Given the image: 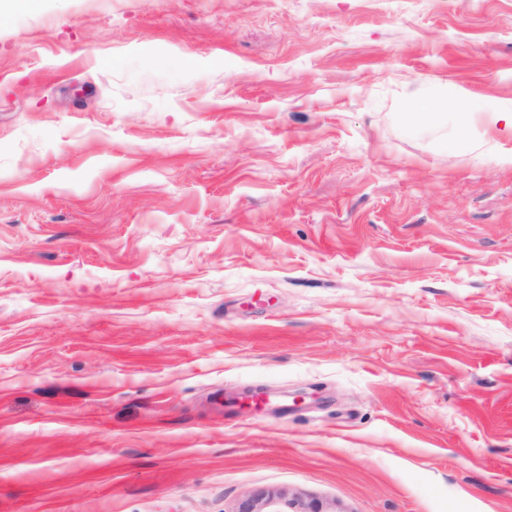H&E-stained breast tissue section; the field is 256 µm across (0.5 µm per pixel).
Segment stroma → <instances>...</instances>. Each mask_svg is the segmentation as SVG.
I'll return each instance as SVG.
<instances>
[{"instance_id": "obj_1", "label": "stroma", "mask_w": 512, "mask_h": 512, "mask_svg": "<svg viewBox=\"0 0 512 512\" xmlns=\"http://www.w3.org/2000/svg\"><path fill=\"white\" fill-rule=\"evenodd\" d=\"M510 103L512 0L1 13L0 512H512ZM302 508L304 512H322L319 506L306 505L298 500L289 499L284 493H259L242 501L238 512H290ZM308 509V510H306Z\"/></svg>"}]
</instances>
